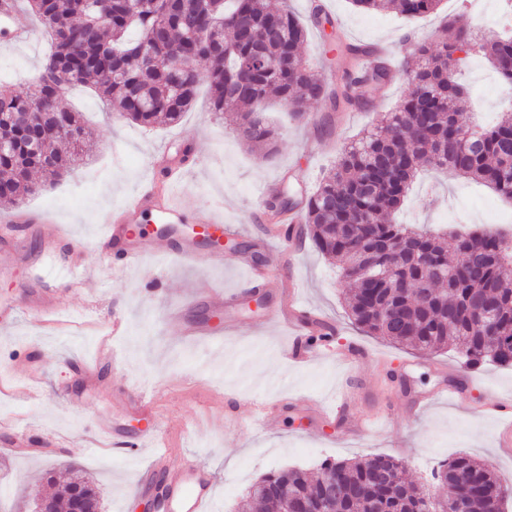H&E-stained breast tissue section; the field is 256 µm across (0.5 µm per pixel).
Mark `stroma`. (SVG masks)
Listing matches in <instances>:
<instances>
[{"label":"stroma","mask_w":512,"mask_h":512,"mask_svg":"<svg viewBox=\"0 0 512 512\" xmlns=\"http://www.w3.org/2000/svg\"><path fill=\"white\" fill-rule=\"evenodd\" d=\"M323 2L348 41L384 43L396 57L409 52L405 32L427 39L446 15L484 34L496 29L491 18L472 13L471 0H442L437 14L412 21L392 11L363 13L349 0ZM48 50L44 34L35 46L0 50V94L29 92ZM303 53L332 85L351 64L348 57L328 53L313 31ZM492 75L483 56L470 58L461 75L471 88L462 121L490 125L512 110ZM409 90L404 80H395L376 89L365 110L332 114L327 106L312 105L311 123L269 103L266 115L277 144L268 160L239 140L223 115L210 111L207 88H200L178 124L151 127L106 111L91 86L66 90L64 99L79 112L93 144L62 180L30 197L29 205L61 225L68 235L61 248L86 276L78 291L57 282V322L43 327L27 314L37 303L27 257L42 240L32 224L0 229V249L15 256L10 271L0 274V512H25L35 489L54 493L47 477L65 480L68 462L93 481L101 512H144L156 493L141 476L150 454L136 459L90 440L103 419L117 425L124 438L135 434L140 422L130 396L144 383L153 389L156 421L171 446L197 455L214 473L211 512H237L249 485L267 472L296 466L313 473L324 460L370 454L399 459L409 481L435 493L441 490L435 471L460 453L487 463L512 485V447L499 444L498 419L481 411L492 397L512 395V366L477 367L463 383L462 400L432 398V391L452 380L453 369L464 366L461 355L453 348L426 353L400 347L359 329L345 304L351 281L310 239H302L291 273L302 298L332 328L336 345L368 350V358L349 369L326 354L291 358V336L269 323L275 292H264L261 308L252 309L247 269L227 266L210 248L197 246L184 262L161 250L140 267L121 269L113 264L111 246L100 240L105 214L176 153L187 160L176 189L187 213L222 199L225 222L237 225L247 243L257 242L264 233L261 190L281 189L291 171L301 172L307 187L315 188L342 147L378 123ZM396 220L421 228L493 227L507 233L512 202L455 174L430 170L417 176ZM210 292L237 301L229 313H218L205 300ZM175 306L184 319L207 327V334L190 338L167 322L165 313ZM110 320L121 322L123 333L109 335ZM106 335L120 360L100 368L98 383H82L78 365L94 358ZM342 382L359 387L361 396L340 410L336 389ZM425 394L431 397L428 406L416 407V397ZM288 395L309 397L313 405L283 404ZM277 401L283 404L278 420L258 427L261 405ZM319 404L334 411V418L321 419ZM358 422L366 424L365 433L356 432ZM38 432L60 438V445L42 456L10 451L20 434Z\"/></svg>","instance_id":"1"}]
</instances>
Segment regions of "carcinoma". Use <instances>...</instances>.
Returning a JSON list of instances; mask_svg holds the SVG:
<instances>
[{
  "instance_id": "cac0c4a2",
  "label": "carcinoma",
  "mask_w": 512,
  "mask_h": 512,
  "mask_svg": "<svg viewBox=\"0 0 512 512\" xmlns=\"http://www.w3.org/2000/svg\"><path fill=\"white\" fill-rule=\"evenodd\" d=\"M51 37L41 73L25 96H0V113L51 112L45 142L31 150L29 128L1 122L0 137L11 148L0 154V202L17 204L39 193L34 173L56 181L77 160V153L59 148L75 131L89 140L77 113L62 101L54 75L68 84L95 81L100 100L130 122L151 126L158 120L177 123L197 97L196 62L206 63L212 111L227 112L237 132L257 146L273 150L275 129L254 119L265 100H277L302 117L312 103L363 107L370 90L388 85L397 65L375 48L343 41L337 23L321 5L304 22L288 0H23ZM441 0H352L361 11L393 9L414 20L434 14ZM211 25L210 41L197 44L190 27ZM320 30L331 50L365 66L345 71L331 89L301 56L307 25ZM136 37H130L131 31ZM476 40L474 32L445 17L434 40L413 47L401 67L411 85L407 96L378 126L344 147L314 191L283 188L265 205L271 213L303 211L298 235L310 237L319 251L336 260L353 288L349 315L363 331L394 344L421 351L448 345L470 367L493 362L512 366V238L489 230L454 233L457 260L448 262L445 235L410 224H396L392 215L412 187L419 170L448 169L512 200V112L491 126H466L459 111L466 99L457 80L441 79L448 58L464 67L471 55L456 56ZM479 53L497 73L501 86L512 90V34L502 33L478 44ZM182 77L179 89L171 75ZM403 241L415 255L397 257L392 245ZM365 265L387 268L376 281L357 275ZM429 267L442 276L430 281L432 292L419 288ZM477 299L497 321L496 353L489 356L484 331L472 319L468 300ZM441 477L469 488L468 512H504L509 488L495 471L469 455L444 465ZM340 486L333 500L330 485ZM303 512H437L425 489L407 482L403 465L391 456L324 462L317 475L288 468L267 473L247 491L245 512L280 509L283 494Z\"/></svg>"
}]
</instances>
